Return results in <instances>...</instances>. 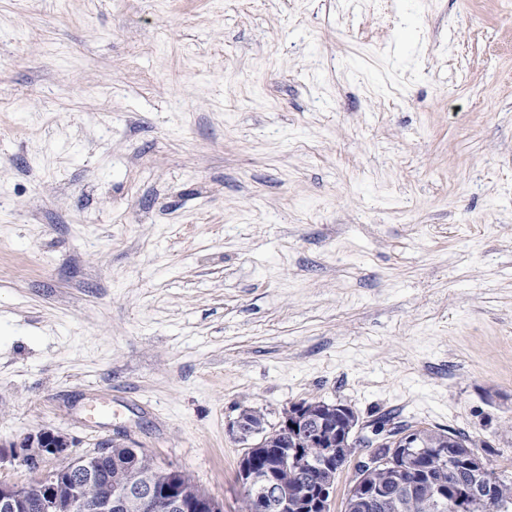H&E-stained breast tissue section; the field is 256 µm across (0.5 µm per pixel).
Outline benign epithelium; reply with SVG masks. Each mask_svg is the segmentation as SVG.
I'll return each mask as SVG.
<instances>
[{"mask_svg":"<svg viewBox=\"0 0 512 512\" xmlns=\"http://www.w3.org/2000/svg\"><path fill=\"white\" fill-rule=\"evenodd\" d=\"M352 417L350 408L323 401L292 404L282 412L272 432L257 444L275 448V460L264 467L243 455L239 483L248 512H326L334 493L336 474L353 464L355 473L368 478L357 482L352 492L363 509H377L389 502L393 486L404 487V473L421 457L431 458L424 497L434 512L447 507V454L442 437L423 436L407 430L397 437L402 464L385 466V449L367 448L355 432V423L336 428V413ZM259 410L242 412L229 429L239 439L253 433L252 418ZM135 463L101 473L95 463L112 455V442H103L93 453L79 457L73 442L49 429L30 433L20 441L0 448V463L17 460L35 480L0 485V512H223V505L210 495L192 491L177 478L158 482L161 462L141 448H134ZM72 477L65 485L61 478ZM463 498L469 502L497 505L512 499V481L491 473L490 460L476 458L462 483Z\"/></svg>","mask_w":512,"mask_h":512,"instance_id":"obj_1","label":"benign epithelium"}]
</instances>
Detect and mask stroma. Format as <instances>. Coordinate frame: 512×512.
Masks as SVG:
<instances>
[{
  "mask_svg": "<svg viewBox=\"0 0 512 512\" xmlns=\"http://www.w3.org/2000/svg\"><path fill=\"white\" fill-rule=\"evenodd\" d=\"M314 398L512 471V0H0V444Z\"/></svg>",
  "mask_w": 512,
  "mask_h": 512,
  "instance_id": "1",
  "label": "stroma"
}]
</instances>
